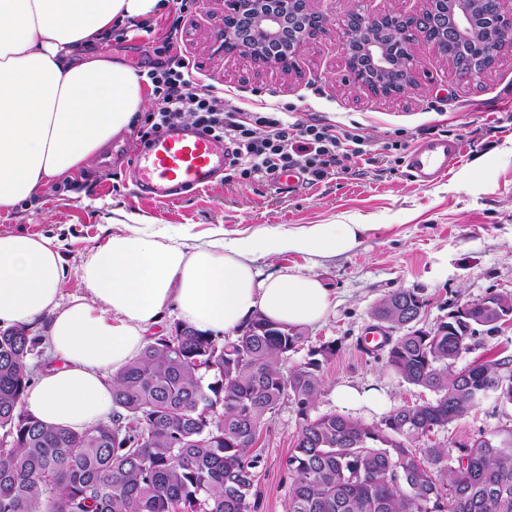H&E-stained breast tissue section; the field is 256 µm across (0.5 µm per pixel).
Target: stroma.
<instances>
[{
    "instance_id": "35a3bbf8",
    "label": "stroma",
    "mask_w": 512,
    "mask_h": 512,
    "mask_svg": "<svg viewBox=\"0 0 512 512\" xmlns=\"http://www.w3.org/2000/svg\"><path fill=\"white\" fill-rule=\"evenodd\" d=\"M420 0H311L327 22L300 47L287 73L225 54L224 0H196L182 20L185 55L202 84L232 89L242 98L280 103L292 121L319 119L338 130L361 128L370 136L362 157L347 160L346 173L314 186L288 189L264 179L245 181L225 172L209 187L175 201L138 198L129 177L140 148L134 131L113 136L95 160L72 178L70 190L52 189L28 202L0 208V233L53 236L62 244L67 280L63 297L77 293L81 269L111 225L104 216L122 208L152 218L172 231L191 228L200 237L223 228L225 238L272 227L367 224L371 230L352 252L317 258L285 253L258 261L262 274L293 270L317 275L336 293V308L318 325L304 328V342L290 352L285 370L318 360L322 380L315 414L336 412L367 424L402 405L433 400V393L391 375L387 351L370 348L365 334L371 312L385 296L415 291L425 302L420 325L430 330L457 306L492 294H512V47H505L492 73L464 79L431 47L417 43L415 86L410 94L384 98L355 89L341 42L343 20L355 7L373 13L409 14ZM147 33L127 31L102 55L140 71L152 61ZM460 138L464 153L446 179L423 186L410 178L403 159L419 140ZM334 354L315 357L323 346ZM374 388L380 409L340 402L336 386ZM512 422V408L485 399L466 415L421 438V446H450L477 439ZM297 409L284 403L262 426L256 451V512H285L288 471Z\"/></svg>"
}]
</instances>
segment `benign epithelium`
Segmentation results:
<instances>
[{
	"label": "benign epithelium",
	"mask_w": 512,
	"mask_h": 512,
	"mask_svg": "<svg viewBox=\"0 0 512 512\" xmlns=\"http://www.w3.org/2000/svg\"><path fill=\"white\" fill-rule=\"evenodd\" d=\"M227 16L234 24L224 26L222 48L276 69L287 70L309 31L308 23L326 22L309 6V0H227ZM469 0H423L420 10L399 21H409L414 33L428 41L434 52L448 59V48L474 38L478 32L468 7ZM484 23L496 27L504 42H512V19L502 9L503 0H478ZM385 15L359 8L349 12L345 24L343 50L348 59L354 87L368 88L382 96L400 97L411 81L389 90L380 81L392 64L407 66L414 73L417 58L414 43L383 35Z\"/></svg>",
	"instance_id": "1"
}]
</instances>
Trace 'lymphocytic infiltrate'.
I'll use <instances>...</instances> for the list:
<instances>
[{
	"label": "lymphocytic infiltrate",
	"instance_id": "1",
	"mask_svg": "<svg viewBox=\"0 0 512 512\" xmlns=\"http://www.w3.org/2000/svg\"><path fill=\"white\" fill-rule=\"evenodd\" d=\"M137 28L152 34L149 51L155 57L144 72L154 108L136 118L140 142L188 125L233 144L229 169L242 180L260 177L274 183L280 174L296 170L311 186L345 172V159L362 156L366 133H342L318 119L291 122L277 106L248 105L210 89L193 92L197 71L182 51L179 22L157 17L138 22Z\"/></svg>",
	"mask_w": 512,
	"mask_h": 512
}]
</instances>
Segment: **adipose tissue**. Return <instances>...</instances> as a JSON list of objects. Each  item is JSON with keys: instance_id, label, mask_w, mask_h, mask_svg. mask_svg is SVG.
I'll use <instances>...</instances> for the list:
<instances>
[{"instance_id": "1", "label": "adipose tissue", "mask_w": 512, "mask_h": 512, "mask_svg": "<svg viewBox=\"0 0 512 512\" xmlns=\"http://www.w3.org/2000/svg\"><path fill=\"white\" fill-rule=\"evenodd\" d=\"M167 0H0V207H10L90 164L147 104L134 69L91 50L103 34L161 14ZM116 232L83 267V293L63 299L53 237L0 233V328L46 322L59 367L23 396L46 425L82 431L112 412V378L168 308L203 332L235 336L257 316L290 328L326 320L335 296L311 274L261 276L255 263L284 253L353 251L365 224L266 228L200 241L113 210Z\"/></svg>"}]
</instances>
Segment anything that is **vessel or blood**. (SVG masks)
<instances>
[{"label":"vessel or blood","mask_w":512,"mask_h":512,"mask_svg":"<svg viewBox=\"0 0 512 512\" xmlns=\"http://www.w3.org/2000/svg\"><path fill=\"white\" fill-rule=\"evenodd\" d=\"M459 138L431 136L415 143L405 165L418 183L432 184L456 168L463 156ZM229 162L223 140L178 127L136 154L130 168L136 193L153 200H177L208 187Z\"/></svg>","instance_id":"vessel-or-blood-1"}]
</instances>
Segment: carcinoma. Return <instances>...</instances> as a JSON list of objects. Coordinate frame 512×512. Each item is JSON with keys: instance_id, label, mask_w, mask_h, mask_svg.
Listing matches in <instances>:
<instances>
[{"instance_id": "carcinoma-1", "label": "carcinoma", "mask_w": 512, "mask_h": 512, "mask_svg": "<svg viewBox=\"0 0 512 512\" xmlns=\"http://www.w3.org/2000/svg\"><path fill=\"white\" fill-rule=\"evenodd\" d=\"M424 307L410 290L374 307L399 327L398 300ZM428 331L390 343L388 367L436 395L376 424L312 415L318 374H285L300 331L258 319L232 341L186 324L153 336L112 385V416L95 428L48 427L22 411L26 359L36 339L0 331V512H251L260 456L251 443L285 402L299 429L285 460L287 512H512V428L454 448L416 447L418 432L445 428L486 393L512 407V355L467 370L455 361L468 338L492 333L512 313V296L493 294Z\"/></svg>"}]
</instances>
